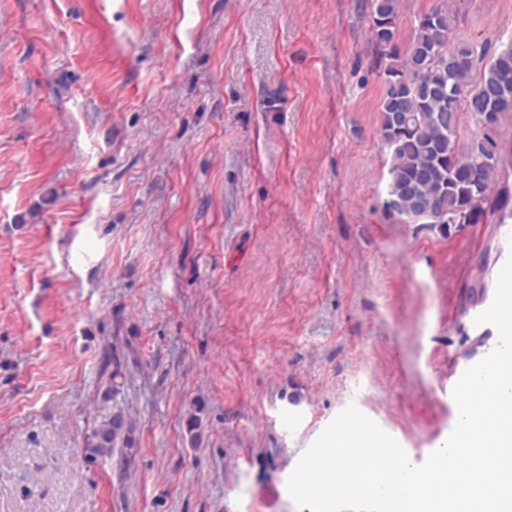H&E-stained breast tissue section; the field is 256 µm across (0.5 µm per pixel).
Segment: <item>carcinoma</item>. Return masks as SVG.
Here are the masks:
<instances>
[{
    "label": "carcinoma",
    "instance_id": "1",
    "mask_svg": "<svg viewBox=\"0 0 512 512\" xmlns=\"http://www.w3.org/2000/svg\"><path fill=\"white\" fill-rule=\"evenodd\" d=\"M370 8L369 36L380 53L383 83L379 133L391 150L390 179L380 204L384 215L445 235L453 218L476 224L487 212L511 216L512 192L503 189L493 197L491 183L502 162V120L512 112V43L493 53L485 42L450 47L456 13L439 7L416 17L414 39L403 50L400 0H371ZM464 111L477 128L466 142L458 135ZM111 381L115 396L125 383L116 353ZM206 410V401L197 398L183 416L193 446L201 443ZM135 447V427L118 407L87 437L85 451L95 462L119 449L124 460Z\"/></svg>",
    "mask_w": 512,
    "mask_h": 512
}]
</instances>
